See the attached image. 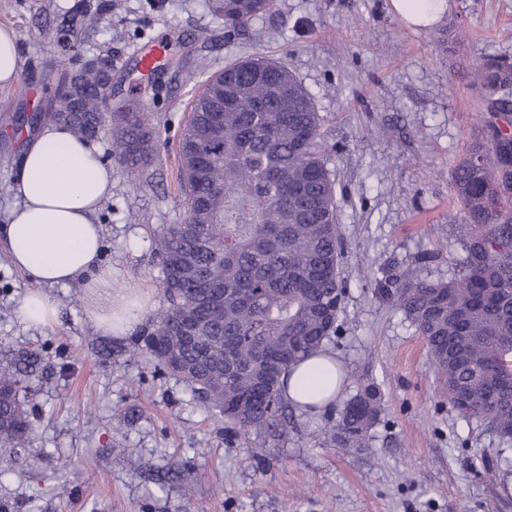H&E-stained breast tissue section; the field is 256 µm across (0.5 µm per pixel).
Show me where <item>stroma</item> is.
Here are the masks:
<instances>
[{
	"label": "stroma",
	"mask_w": 512,
	"mask_h": 512,
	"mask_svg": "<svg viewBox=\"0 0 512 512\" xmlns=\"http://www.w3.org/2000/svg\"><path fill=\"white\" fill-rule=\"evenodd\" d=\"M73 0H0L28 100L0 112V181L14 180L29 140L21 113L47 108L60 53L54 20ZM157 40L219 68L260 53L288 66L322 116L336 184L347 290L327 347L347 370L343 396L366 386L382 410L363 447L338 448V408L291 409L285 435H243L149 352L142 332L102 335L80 284L47 288L58 317L29 326L18 305L34 282L0 238V363L37 359L23 378L31 432L0 449V512H512V464L495 433L460 418L442 392L424 339L397 302L377 292L385 272L444 279L462 253L451 170L477 128L469 87L477 59L512 60V0H452L442 22L415 28L389 0H276L228 35L206 0H119L82 47L110 55L112 81L142 93L135 53ZM150 119L159 134L140 183L113 168L98 210L103 261L121 287L153 289L163 306L154 232L183 218L178 138L193 84L162 71ZM192 487L189 498L171 494Z\"/></svg>",
	"instance_id": "stroma-1"
}]
</instances>
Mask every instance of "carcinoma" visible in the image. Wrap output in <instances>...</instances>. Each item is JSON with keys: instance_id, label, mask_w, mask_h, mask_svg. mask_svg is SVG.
Returning <instances> with one entry per match:
<instances>
[{"instance_id": "obj_1", "label": "carcinoma", "mask_w": 512, "mask_h": 512, "mask_svg": "<svg viewBox=\"0 0 512 512\" xmlns=\"http://www.w3.org/2000/svg\"><path fill=\"white\" fill-rule=\"evenodd\" d=\"M114 0H75L57 45L79 51L86 30L112 14ZM236 33L270 12L274 0H208ZM54 90L61 123L75 136L110 135V156L132 181L154 161L149 107L120 99L104 73L80 75L83 105L67 112L66 82ZM470 87L492 108L476 113L478 133L452 169L461 207L463 255L446 280L388 276L375 287L396 299L423 337L448 403L512 443V62L482 58ZM322 117L302 83L279 61L256 56L210 75L190 102L179 139L185 217L157 239L163 308L145 348L171 374L207 351L224 370L182 380L249 435L284 426L289 399L275 382V405L259 386L264 359L280 371L326 345L337 331L342 276L336 189L321 134ZM201 323L183 339L182 319ZM15 372L0 367V445L30 430ZM376 389L357 391L333 427L335 444L359 448L379 420Z\"/></svg>"}]
</instances>
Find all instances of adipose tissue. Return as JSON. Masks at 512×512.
<instances>
[{"mask_svg":"<svg viewBox=\"0 0 512 512\" xmlns=\"http://www.w3.org/2000/svg\"><path fill=\"white\" fill-rule=\"evenodd\" d=\"M391 9L415 27L434 25L448 10V0H390ZM112 193V170L99 147L76 139L58 123L47 124L29 143L14 181L15 204L4 228L11 263L28 273L36 290L22 299V321L47 325L56 306L44 287L83 282L89 317L104 335L124 338L141 324L151 289L118 287L112 267L101 265L102 227L94 220ZM342 364L325 350L282 377L291 404L317 413L342 392Z\"/></svg>","mask_w":512,"mask_h":512,"instance_id":"obj_1","label":"adipose tissue"}]
</instances>
